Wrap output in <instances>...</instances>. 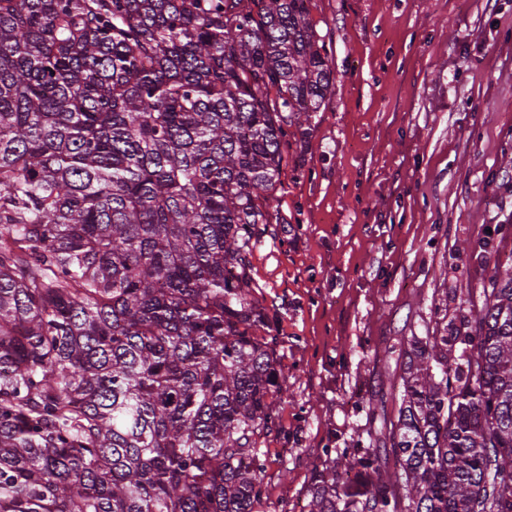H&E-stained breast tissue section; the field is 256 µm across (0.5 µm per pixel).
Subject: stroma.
Masks as SVG:
<instances>
[{
    "label": "stroma",
    "mask_w": 512,
    "mask_h": 512,
    "mask_svg": "<svg viewBox=\"0 0 512 512\" xmlns=\"http://www.w3.org/2000/svg\"><path fill=\"white\" fill-rule=\"evenodd\" d=\"M333 70L325 109L288 151L254 251L281 315L287 439L267 438L265 512L307 503L331 435L373 429L397 338L431 303L479 287L459 245L512 225V0H311Z\"/></svg>",
    "instance_id": "obj_1"
}]
</instances>
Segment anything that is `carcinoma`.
Returning <instances> with one entry per match:
<instances>
[{
  "mask_svg": "<svg viewBox=\"0 0 512 512\" xmlns=\"http://www.w3.org/2000/svg\"><path fill=\"white\" fill-rule=\"evenodd\" d=\"M310 0H0V512H261L251 258L332 85ZM403 336L307 512H512V255Z\"/></svg>",
  "mask_w": 512,
  "mask_h": 512,
  "instance_id": "obj_1",
  "label": "carcinoma"
}]
</instances>
